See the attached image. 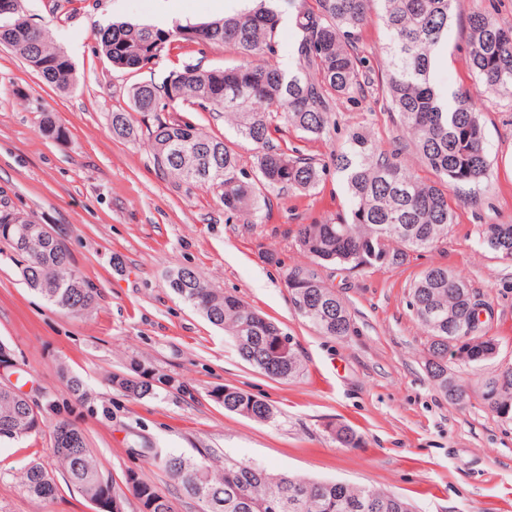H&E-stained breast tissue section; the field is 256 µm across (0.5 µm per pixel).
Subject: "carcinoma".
Instances as JSON below:
<instances>
[{"mask_svg":"<svg viewBox=\"0 0 512 512\" xmlns=\"http://www.w3.org/2000/svg\"><path fill=\"white\" fill-rule=\"evenodd\" d=\"M259 2L256 9L174 32L130 22L100 31L101 51L113 68L126 72L148 67L176 40L229 44L243 54L233 66L205 70L185 64L159 85L133 84L127 107L112 112V137H139L130 112L152 117L145 135L154 164L179 183L217 188L224 211L231 214L268 208L269 190L308 192L329 170L340 174L348 209L297 225L295 241L308 262L287 269L284 286L298 316L323 336L343 338L351 329V313L319 269L336 266L351 272L399 265L408 253L434 250L448 237L455 222L453 201L475 198L490 176L482 108L488 98L512 101V26L501 24L487 7L467 15L466 62L473 86L450 95L436 85L432 66L445 49L459 0H314L315 6L297 10L296 66L288 70L269 60L276 53L281 14L267 0ZM374 15L385 31L381 64L387 110L396 114L408 134V147L432 174L430 179L407 169L397 154L380 150L363 128L350 132L344 147L326 160L273 143V133L283 125L314 139L332 137L338 103L363 97L372 88L374 68L358 42ZM0 43L17 51L48 84L74 86L69 56L20 11L0 15ZM184 103L224 115V123L238 137L256 146L253 174L239 168L223 137L186 116H163ZM2 240L24 258L22 275L33 291L72 316L93 310L96 293L55 237L34 230L31 220L7 213L0 215ZM480 244L493 254L512 257V224L481 225ZM169 287L208 322L223 328L240 358L254 369L281 380L303 374L295 344L280 357L272 354L277 337L284 335L282 328L239 297L210 287L188 267L171 273ZM476 305L477 296L466 281L443 265L425 269L408 288L407 306L427 336L425 370L434 386L455 403L475 397L497 418L512 422V368L475 383L448 374L450 363L476 370L499 353L500 343L487 334L486 323L475 322ZM62 377L73 396L87 394L80 376L65 370ZM111 384L137 400L169 385L186 389L144 362L112 376ZM209 396L224 410L254 421L271 422L276 416L273 405L235 387H215ZM34 431L24 400L0 387V441ZM333 433L343 447L359 443L348 426L339 425ZM53 440V454L68 482L86 500L105 490L120 496L74 423L55 421ZM143 453L177 479L203 512H413L406 499L374 486L275 474L231 457L218 469L206 455L193 459L161 448H145ZM133 481L141 512H174L156 486L136 476ZM22 482L39 501L55 499L56 484L41 464H29Z\"/></svg>","mask_w":512,"mask_h":512,"instance_id":"1","label":"carcinoma"}]
</instances>
